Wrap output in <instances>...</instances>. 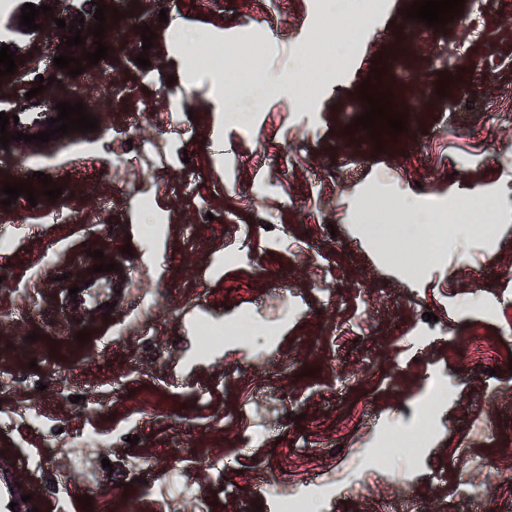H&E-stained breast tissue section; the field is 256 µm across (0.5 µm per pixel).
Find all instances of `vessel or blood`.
Instances as JSON below:
<instances>
[{
  "label": "vessel or blood",
  "instance_id": "1",
  "mask_svg": "<svg viewBox=\"0 0 512 512\" xmlns=\"http://www.w3.org/2000/svg\"><path fill=\"white\" fill-rule=\"evenodd\" d=\"M48 115L44 112H23L16 126L18 132L33 135L48 127ZM85 271L75 279L77 296L62 293L59 308L74 322H81L88 315L98 314L101 305L120 302L124 288V274L120 271L93 272L92 262H85Z\"/></svg>",
  "mask_w": 512,
  "mask_h": 512
}]
</instances>
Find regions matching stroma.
<instances>
[{
  "instance_id": "stroma-1",
  "label": "stroma",
  "mask_w": 512,
  "mask_h": 512,
  "mask_svg": "<svg viewBox=\"0 0 512 512\" xmlns=\"http://www.w3.org/2000/svg\"><path fill=\"white\" fill-rule=\"evenodd\" d=\"M28 1L50 2L0 12L9 45L33 48L0 77L8 113L50 110L29 91L68 35L44 14L40 38L20 27ZM378 2L345 4L361 35L302 106L282 87L310 33L331 26L321 0H109L124 17L108 57L69 80L97 132L0 148V184L41 171L62 189L52 202L34 181L36 204L0 205V460L43 512H280L271 475L319 512H380L391 498L408 512H512V483L458 495L486 481L479 457L512 472V0H465L439 30L403 17L413 0ZM174 20L209 32L231 91L246 92L241 68L264 83L248 125L213 111ZM244 43L260 54L238 61ZM376 62L416 105L405 133L378 141L351 128ZM373 196L430 211L447 249L412 268L379 247ZM490 196L497 229L471 236L458 215ZM90 250L123 264L126 288L83 344L55 303ZM242 318L256 338L200 351L202 325ZM416 431L417 459L365 470L386 436Z\"/></svg>"
}]
</instances>
